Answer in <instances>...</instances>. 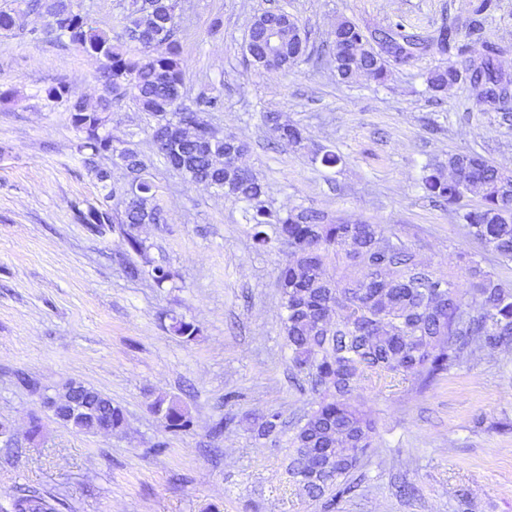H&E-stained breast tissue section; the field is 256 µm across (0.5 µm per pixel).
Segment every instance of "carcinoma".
<instances>
[{"instance_id": "obj_1", "label": "carcinoma", "mask_w": 512, "mask_h": 512, "mask_svg": "<svg viewBox=\"0 0 512 512\" xmlns=\"http://www.w3.org/2000/svg\"><path fill=\"white\" fill-rule=\"evenodd\" d=\"M25 2L28 10L43 18L58 19L55 38H65L77 50L104 59L100 78L113 99L89 107L72 100L66 84L48 87L45 99L51 105H69L71 122L80 133L77 151L102 188H107L111 175L98 168L96 158L110 153L126 171L128 184L123 192L133 193L129 208L115 212L110 204L114 194L109 192L95 205L73 202L71 212L73 221L92 235L119 229L125 250L117 259L128 280L149 278L162 288L175 284L176 274L148 258L150 245L139 233L143 224L166 223L144 155L129 146H117L105 130L112 100L127 95L153 120L151 140L156 148L170 142L163 156L172 167L191 183H206L229 200L247 203L246 218L256 246H268L267 227L274 228L287 246L288 259L278 270L287 311L283 331L292 365L306 374L318 395L290 438L293 454L288 476L310 497L330 491L331 507L350 493L349 477L371 448L374 423L348 399L357 384L374 375L393 380L411 377L427 384L460 366L466 355L491 356L512 347V287L484 270L479 261L465 259L475 291L468 302L457 290L453 275L422 264L411 247L393 242L378 224L337 222L315 210L281 212L262 204L259 180L249 170L229 163L244 153L245 145L219 135L200 117L203 112L224 109L223 98L203 95L192 105L185 103V72L177 38L182 0H149L145 11L127 6V24L115 35L92 26L75 0ZM272 26L281 30L279 55L273 62L262 51L265 32ZM372 39L405 59L426 46L414 35L387 28L367 34L343 20L336 25L333 46L337 50L346 41L352 50L342 60L340 80L348 82L362 73L377 81L385 79L386 60L371 45ZM248 47L255 64L284 71L303 61L306 52L296 24L282 11L266 12L253 20ZM480 51L481 63L471 69L469 82L480 95L495 98L507 82L494 66L500 48L483 40ZM462 78V72L450 66L432 73L427 83L432 91L444 92ZM266 119L280 141L302 144L299 127L280 122L275 113ZM448 171L452 176L447 178L441 166L426 170L422 177L426 195L450 206L467 195L479 197L481 206L462 215L469 234L500 258L512 261V176L474 152L448 155ZM472 303L480 309L477 316L469 311ZM170 330L188 340L196 336V327L176 316L170 317ZM83 393L89 409L67 420V425L95 433L106 420L111 433L124 432V412L112 404L111 397L88 386ZM152 408L172 432L191 425L187 412L174 399L159 398ZM281 429L278 411L252 420L257 440L275 436ZM10 507L11 512H57L52 498L30 490L14 495Z\"/></svg>"}]
</instances>
